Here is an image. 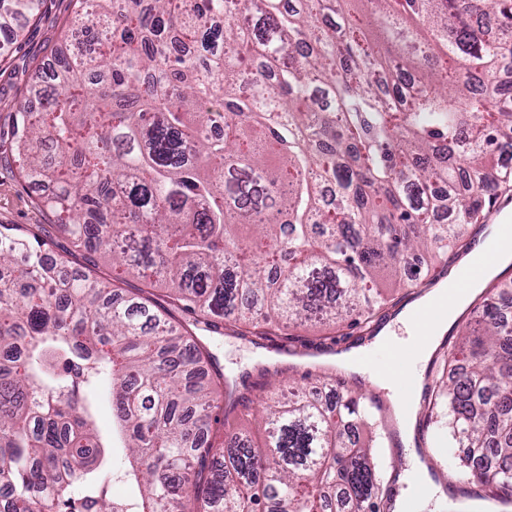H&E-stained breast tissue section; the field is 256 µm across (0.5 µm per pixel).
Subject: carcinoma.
I'll list each match as a JSON object with an SVG mask.
<instances>
[{"label":"carcinoma","mask_w":512,"mask_h":512,"mask_svg":"<svg viewBox=\"0 0 512 512\" xmlns=\"http://www.w3.org/2000/svg\"><path fill=\"white\" fill-rule=\"evenodd\" d=\"M343 2L75 0L80 32L50 51L56 83L30 89L44 111L20 106L15 148L16 176L53 185L52 228L84 262L35 248L42 224H0V512H391L379 450L343 437L371 424L360 397L325 406L264 368L261 406L198 336L222 327L286 353L291 324L352 317L370 333L380 282L427 287L400 272L431 248L458 254L512 182L495 163L512 155V91L497 80L512 0H358L363 24ZM43 3L0 0V31ZM106 256L110 279L95 273ZM125 274L143 287L122 293ZM505 302L499 288L477 307L424 407L468 449L455 479L503 507ZM104 392L127 437L128 501L97 485L112 456L96 428ZM257 413L259 438L239 428ZM475 455L497 465L478 470Z\"/></svg>","instance_id":"carcinoma-1"}]
</instances>
